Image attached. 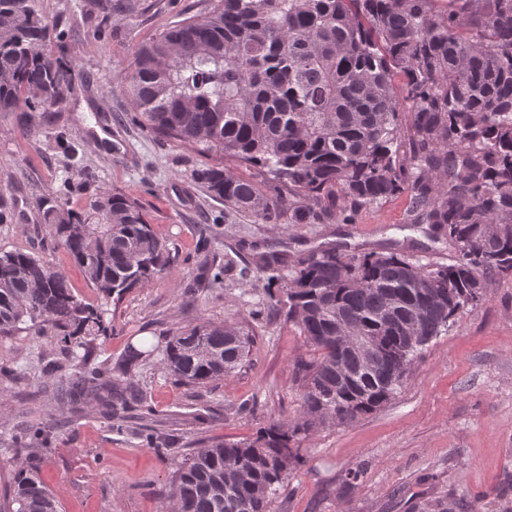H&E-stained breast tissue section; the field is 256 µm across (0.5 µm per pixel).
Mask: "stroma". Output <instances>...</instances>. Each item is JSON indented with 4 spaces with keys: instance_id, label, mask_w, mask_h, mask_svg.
Segmentation results:
<instances>
[{
    "instance_id": "1",
    "label": "stroma",
    "mask_w": 512,
    "mask_h": 512,
    "mask_svg": "<svg viewBox=\"0 0 512 512\" xmlns=\"http://www.w3.org/2000/svg\"><path fill=\"white\" fill-rule=\"evenodd\" d=\"M75 2L38 0V8L63 36V60L88 74L89 86L62 109L28 120L0 116V191H12L16 205L13 223L0 224V251L38 254L66 274L84 302L102 304L35 209L36 197L68 173L55 142L63 133L81 144L96 175L95 185L71 196V207L85 208L100 187L137 199L172 261L110 305L113 333L95 341L88 361L92 368L118 361L131 344L148 351L134 380L149 405L127 410L126 430L113 429L95 396L70 407L74 368L38 383L56 353L46 337L0 336V498L10 493L9 474L24 467L36 469L61 512H164L171 475L195 448L249 441L297 415L294 363L312 350L295 325L268 310L257 253H284L293 264L319 246L345 243L434 265L451 263L455 251L446 238L430 237L427 225L410 223L406 194L363 208L351 224L328 220L285 231L225 207L193 178L204 157L132 122L123 92L137 49L174 22L204 17L209 0H145L143 15L110 17L105 39L79 29ZM204 260L222 269V281L187 297L182 285ZM203 320L249 332L250 352L223 380L175 384L159 367L163 334ZM32 425L40 435L27 449H13V436ZM135 427L152 429L155 442L132 435ZM299 446L303 461L272 512H422L435 499L454 512H512V274L494 278L478 308L457 313L391 401L355 423L323 425ZM351 471L358 479H348Z\"/></svg>"
}]
</instances>
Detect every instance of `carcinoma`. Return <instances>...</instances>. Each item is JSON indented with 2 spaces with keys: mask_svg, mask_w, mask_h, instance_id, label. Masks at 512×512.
<instances>
[{
  "mask_svg": "<svg viewBox=\"0 0 512 512\" xmlns=\"http://www.w3.org/2000/svg\"><path fill=\"white\" fill-rule=\"evenodd\" d=\"M212 0L201 20L186 18L135 53L125 95L137 122L211 154L219 162L194 177L224 205L256 224H310L356 213L408 193L414 224H429L456 251L453 263L418 265L404 256L343 253L331 245L283 273L261 256L286 296L268 308L297 325L319 356L298 358L299 413L252 441L195 449L176 468L167 494L174 512H272L273 495L297 465L295 443L330 420L351 424L401 389L422 348L391 346L404 363L396 385L385 368L345 356L357 385L338 380L336 327L391 335L426 291L455 302L426 304L420 335L448 331L460 309L477 307V279L512 274V0ZM104 18L144 13L142 0H89ZM37 0H0V112L60 109L80 74L55 57ZM408 103L402 116L401 103ZM234 159L280 184L275 194L223 165ZM74 186L36 199L47 225L86 280L106 300L162 273L166 243L137 200L98 193L77 211ZM496 234L485 236L488 226ZM55 336L73 362L112 335L107 310L79 299L68 278L42 258L0 252V335ZM162 365L178 383L220 380L242 364L251 338L234 326L200 323L168 331ZM143 360L133 349L103 371L79 372L81 392L98 397L119 423L127 400L112 376ZM249 508L244 509L242 505ZM0 512H59L34 472L19 470Z\"/></svg>",
  "mask_w": 512,
  "mask_h": 512,
  "instance_id": "1",
  "label": "carcinoma"
}]
</instances>
